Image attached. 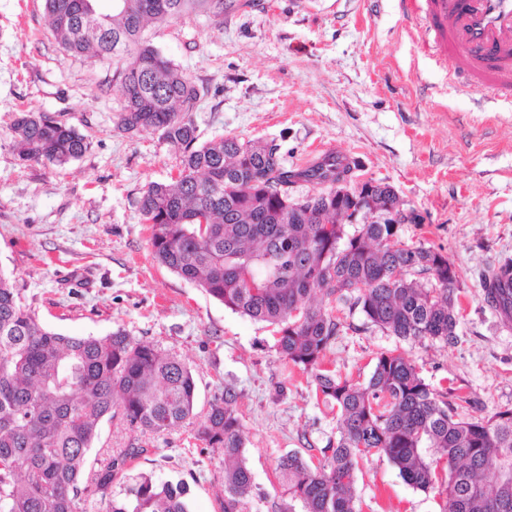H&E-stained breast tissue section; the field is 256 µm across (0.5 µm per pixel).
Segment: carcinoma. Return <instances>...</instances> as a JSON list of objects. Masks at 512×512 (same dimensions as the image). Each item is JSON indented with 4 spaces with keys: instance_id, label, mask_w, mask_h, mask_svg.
Here are the masks:
<instances>
[{
    "instance_id": "obj_1",
    "label": "carcinoma",
    "mask_w": 512,
    "mask_h": 512,
    "mask_svg": "<svg viewBox=\"0 0 512 512\" xmlns=\"http://www.w3.org/2000/svg\"><path fill=\"white\" fill-rule=\"evenodd\" d=\"M233 2L122 0L102 11L105 35L91 38L83 0H44L66 54L121 64L117 127L157 131L179 155L176 182H151L139 200L154 257L231 311L277 328L281 358L309 374L336 410L338 437L321 458L290 453L277 463L304 512H359L357 471L372 453L412 487L439 489L443 512H512V409L471 416L467 398L430 389L413 361L390 350L377 354L362 384L324 365L341 322L312 304L314 294H353L373 325L399 339L452 347L459 271L431 246L402 243L396 224H364L347 235L336 208H349L360 192L355 182L337 198L336 179L350 166L333 155L290 170L273 144L230 135L198 143L193 112L205 90L145 28L192 13L221 16ZM12 132L22 162L63 166L89 147L85 135L45 112L19 113ZM299 180L314 192L293 197L288 186ZM235 401L224 391L201 428L206 447L224 454V512H243L253 486ZM194 407V377L180 355L120 328L106 336L50 330L0 273V512H85L90 492L108 500L105 512H189L183 485L146 475L124 496L112 493L114 473L141 448L120 451L90 483L83 478L103 420L162 435L192 419Z\"/></svg>"
}]
</instances>
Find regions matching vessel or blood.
Listing matches in <instances>:
<instances>
[{
  "label": "vessel or blood",
  "mask_w": 512,
  "mask_h": 512,
  "mask_svg": "<svg viewBox=\"0 0 512 512\" xmlns=\"http://www.w3.org/2000/svg\"><path fill=\"white\" fill-rule=\"evenodd\" d=\"M404 17L436 34L441 53L457 61L463 87L493 93L512 88V0H398Z\"/></svg>",
  "instance_id": "1"
}]
</instances>
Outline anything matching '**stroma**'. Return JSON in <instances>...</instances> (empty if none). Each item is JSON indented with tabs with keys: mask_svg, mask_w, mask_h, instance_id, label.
I'll list each match as a JSON object with an SVG mask.
<instances>
[{
	"mask_svg": "<svg viewBox=\"0 0 512 512\" xmlns=\"http://www.w3.org/2000/svg\"><path fill=\"white\" fill-rule=\"evenodd\" d=\"M222 17L147 26L163 55L206 87L193 117L200 141L220 135L278 145L291 169L332 154L352 180L392 185L420 221L407 244L440 250L460 273L458 342H402L369 322L353 297L317 294L343 330L326 367L363 383L377 352L398 350L433 390L470 399L471 415L512 409V328L482 283L512 258V102L477 106L438 62L433 35L407 26L398 0H260ZM108 58L66 55L43 0H0V269L38 320L70 336L122 328L177 352L196 383L190 424L161 436L103 421L89 471L131 446L127 475L183 484L189 512H224V457L197 432L232 388L254 475L246 512H301L275 472L279 457L316 459L337 416L312 378L287 365L272 327L237 314L155 259L138 200L173 182L179 160L159 133L116 126L122 92ZM48 112L90 145L63 167L20 161L17 113ZM360 512H441L438 490L413 488L385 457L359 466Z\"/></svg>",
	"mask_w": 512,
	"mask_h": 512,
	"instance_id": "35a3bbf8",
	"label": "stroma"
}]
</instances>
